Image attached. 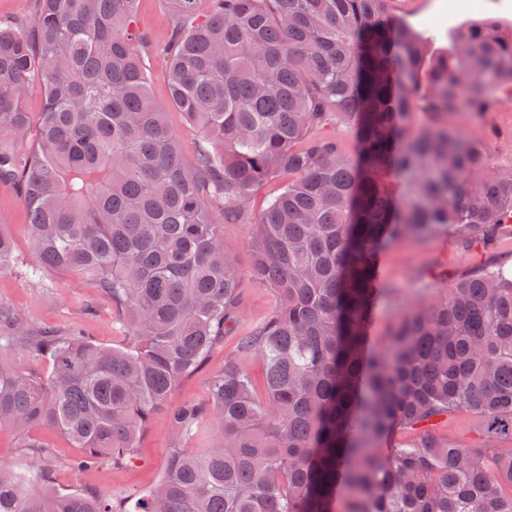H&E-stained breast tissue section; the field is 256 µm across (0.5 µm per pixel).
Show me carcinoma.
<instances>
[{
	"label": "carcinoma",
	"mask_w": 512,
	"mask_h": 512,
	"mask_svg": "<svg viewBox=\"0 0 512 512\" xmlns=\"http://www.w3.org/2000/svg\"><path fill=\"white\" fill-rule=\"evenodd\" d=\"M138 2L38 0L32 19L0 20V181L27 210L38 263L25 274L92 279L129 326L109 347L34 333L0 308V354L51 364L47 375L0 364V427L30 455L0 465V512H338L344 496L347 512H512V452L431 432L465 410L485 440L512 438V279L488 268L457 279L407 306L383 348L369 336L389 291L384 245L446 234L484 249L512 224V171L436 121L497 111L512 31L468 28L452 56L430 59L384 0H173L171 103L213 146L191 166L150 92ZM36 67L38 149L20 157ZM413 109L429 121L411 134ZM336 125L357 155L321 134ZM281 176L247 227L252 276L277 297L240 342L263 367V394L228 357L204 402L171 412L156 487L57 488L36 430L67 437L78 469L124 467L149 418L224 345L245 298L222 224L246 220L255 188ZM14 265L0 233V272ZM205 427L209 446L189 447ZM398 429L419 438L380 453Z\"/></svg>",
	"instance_id": "obj_1"
}]
</instances>
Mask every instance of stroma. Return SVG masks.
<instances>
[{
    "mask_svg": "<svg viewBox=\"0 0 512 512\" xmlns=\"http://www.w3.org/2000/svg\"><path fill=\"white\" fill-rule=\"evenodd\" d=\"M384 7L389 14L413 24L434 54L453 50L458 32L469 25L492 19L502 28H512V0H385ZM138 16L152 47L167 42L174 19L171 0H140ZM143 59L152 96L164 108L186 162L195 163L202 147L200 133L172 106L164 67L151 51L145 52ZM446 122L449 127L485 142L495 167L504 172L512 170V95L504 98L497 111L479 118L466 112H453L448 114ZM0 232L14 240L15 255L22 265L35 264L21 194L10 181L0 182ZM224 247L237 261L246 295L245 309L225 336L223 347L213 351L196 373L181 381L171 399L175 406L205 399L208 378L223 368L225 356L232 352L255 387L263 385L260 364L248 354L238 352L237 342L269 315L275 306V296L271 289L256 284L250 276L251 245L246 224L225 225ZM489 264L512 270V235H501L496 249L490 252L466 248L445 235L427 241L406 237L390 243L381 256V271L391 293L378 306L371 328L373 347L385 343L402 301L424 299L445 283L469 276ZM49 281L45 287L25 278L19 269L0 272V306L21 311L35 330L80 329L101 344L124 341L129 327L101 288L63 274L50 275ZM480 428L473 414L460 411L438 421L433 431L453 444L479 448L483 445ZM37 437L51 448L57 461L53 476L56 486L97 493L119 490L142 493L153 489L161 479L172 445L171 423L164 410L157 411L144 427L134 458L121 470L108 465L89 472L73 469L70 461L75 450L64 436L41 430Z\"/></svg>",
    "mask_w": 512,
    "mask_h": 512,
    "instance_id": "stroma-1",
    "label": "stroma"
}]
</instances>
